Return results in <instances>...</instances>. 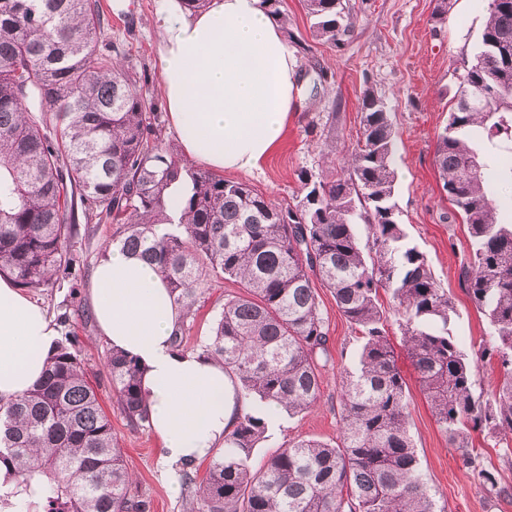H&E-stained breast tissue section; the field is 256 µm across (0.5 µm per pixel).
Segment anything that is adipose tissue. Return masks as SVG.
I'll return each mask as SVG.
<instances>
[{
  "instance_id": "adipose-tissue-1",
  "label": "adipose tissue",
  "mask_w": 512,
  "mask_h": 512,
  "mask_svg": "<svg viewBox=\"0 0 512 512\" xmlns=\"http://www.w3.org/2000/svg\"><path fill=\"white\" fill-rule=\"evenodd\" d=\"M161 92L184 151L215 171L249 172L280 145L297 108V62L261 0H211L198 13L158 0ZM93 313L114 349L143 368L141 391L164 474L213 457L241 411L221 361L177 350L180 311L145 262L111 249L91 278ZM58 331L46 309L0 276V399L40 379Z\"/></svg>"
}]
</instances>
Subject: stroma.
Wrapping results in <instances>:
<instances>
[{
	"label": "stroma",
	"mask_w": 512,
	"mask_h": 512,
	"mask_svg": "<svg viewBox=\"0 0 512 512\" xmlns=\"http://www.w3.org/2000/svg\"><path fill=\"white\" fill-rule=\"evenodd\" d=\"M112 12L103 37L126 43L151 96L160 94L154 27L158 0H102ZM359 24L341 48L315 38L302 0H282L288 28L305 43L297 54L300 104L280 148L250 173L225 172V179L249 184L280 206L294 205L298 173L316 176L334 172L320 150L328 128L336 130V155L344 157L356 144L360 129L359 102L370 89L387 105L396 134V202L400 219L414 244L426 256L437 281L454 303L448 331L466 352L478 349L488 336L483 315L459 282L462 261L468 257L467 227L443 192L436 168V137L448 122L465 74L480 45L489 0H447V13L435 15L436 0H350ZM110 224H94L81 231L73 247L83 260V285L72 292L67 281H57L35 299L53 320L68 319L83 364L95 387L133 476L131 491L146 498L150 512H186L185 493L171 494L160 463V444L152 429L130 430L120 414L106 366L111 346L96 320L86 319L91 307L88 285L92 271L104 256L112 236ZM329 332L332 360L322 370V394L310 410L290 416L279 413L268 438L254 452L255 461L300 439L335 443L341 425V372L353 367L360 344L359 333L336 306L330 289L314 281ZM239 284L216 280L201 302L195 323L182 348L199 351L213 331L224 301L240 294ZM386 329L397 367L410 392V435L424 478L440 512H512L509 498L489 496L479 488L460 452L452 448L438 428L422 394L417 374L401 340L398 315L392 299H385ZM482 464L499 473L502 487L512 492V434L494 437L471 435Z\"/></svg>",
	"instance_id": "obj_1"
}]
</instances>
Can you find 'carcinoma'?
<instances>
[{
  "instance_id": "carcinoma-1",
  "label": "carcinoma",
  "mask_w": 512,
  "mask_h": 512,
  "mask_svg": "<svg viewBox=\"0 0 512 512\" xmlns=\"http://www.w3.org/2000/svg\"><path fill=\"white\" fill-rule=\"evenodd\" d=\"M303 2L315 37L340 47L353 36L358 16L342 0ZM261 4L294 39L281 0ZM104 25L99 0H0V275L34 291L65 277L76 289L79 220L114 224L108 246L155 266L181 308L177 347L209 281L241 285L204 348L233 376L242 412L206 477L182 472L189 512H440L410 436L383 292L397 303L436 424L478 484L500 494L469 439L512 431V220L496 191L512 186V162L490 174L474 139L512 154V0H489L480 50L434 151L469 234L459 281L489 325L472 354L448 333L453 303L400 221L395 131L381 98H361L360 136L342 175L300 171L299 200L283 208L165 146L136 65L114 43L99 47ZM159 224L175 229L159 236ZM313 275L362 340L358 366L341 374L339 440H300L255 469L275 414L302 413L321 397L332 355ZM492 359L501 380L487 397L474 372ZM106 365L127 426H149L137 360L112 349ZM0 467L14 480L0 512H150L131 494L112 419L69 334L23 397L0 399Z\"/></svg>"
}]
</instances>
